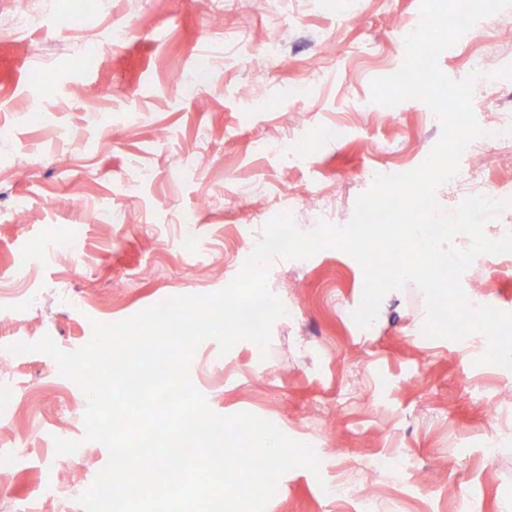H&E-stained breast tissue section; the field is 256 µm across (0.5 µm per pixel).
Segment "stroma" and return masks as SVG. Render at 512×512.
Masks as SVG:
<instances>
[{
  "instance_id": "stroma-1",
  "label": "stroma",
  "mask_w": 512,
  "mask_h": 512,
  "mask_svg": "<svg viewBox=\"0 0 512 512\" xmlns=\"http://www.w3.org/2000/svg\"><path fill=\"white\" fill-rule=\"evenodd\" d=\"M84 3L0 0V512H85L108 461L85 438L84 392L11 346L47 335L72 351L93 323L220 291L276 214L304 232L346 226L372 175L414 169L441 136L423 102L372 99L404 62L420 0H224L219 25L201 0ZM475 28L438 65L472 80L486 127L512 115V8ZM459 167L505 203L485 235L512 233V141ZM268 273L287 310L268 350L208 340L189 369L214 412L253 413L318 454L265 512H454L459 489L470 512H512V370L425 336L412 283L359 327L363 271L342 250ZM461 286L512 312V255L476 256ZM58 437L81 446L56 454ZM349 477L369 499L337 497Z\"/></svg>"
}]
</instances>
